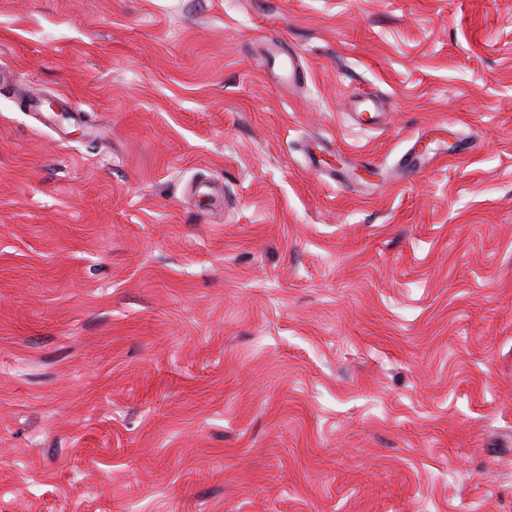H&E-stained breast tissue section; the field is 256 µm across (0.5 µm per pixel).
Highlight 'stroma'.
Returning a JSON list of instances; mask_svg holds the SVG:
<instances>
[{
  "mask_svg": "<svg viewBox=\"0 0 512 512\" xmlns=\"http://www.w3.org/2000/svg\"><path fill=\"white\" fill-rule=\"evenodd\" d=\"M0 512H512V0H0Z\"/></svg>",
  "mask_w": 512,
  "mask_h": 512,
  "instance_id": "1",
  "label": "stroma"
}]
</instances>
